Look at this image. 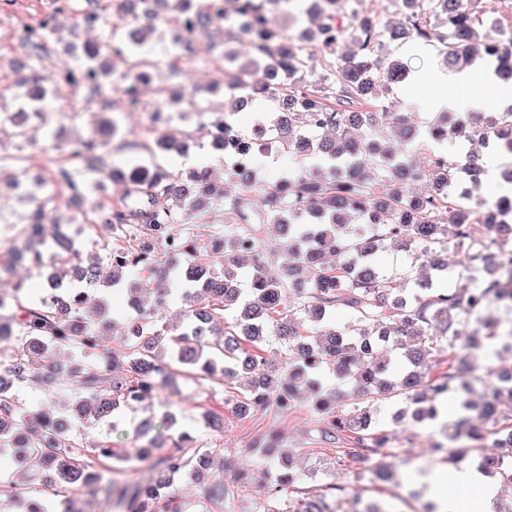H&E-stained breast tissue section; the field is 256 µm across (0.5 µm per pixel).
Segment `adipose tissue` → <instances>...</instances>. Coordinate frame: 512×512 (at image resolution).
<instances>
[{
  "instance_id": "1",
  "label": "adipose tissue",
  "mask_w": 512,
  "mask_h": 512,
  "mask_svg": "<svg viewBox=\"0 0 512 512\" xmlns=\"http://www.w3.org/2000/svg\"><path fill=\"white\" fill-rule=\"evenodd\" d=\"M413 90L423 102L425 114L454 111L463 107L482 109L497 99L512 103V90L484 86L475 74H456L438 68L419 71L413 76ZM436 499H444L449 486L467 489L469 495L461 512H490L496 487L473 467L448 468L428 479Z\"/></svg>"
}]
</instances>
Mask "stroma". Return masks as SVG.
Masks as SVG:
<instances>
[{
	"instance_id": "35a3bbf8",
	"label": "stroma",
	"mask_w": 512,
	"mask_h": 512,
	"mask_svg": "<svg viewBox=\"0 0 512 512\" xmlns=\"http://www.w3.org/2000/svg\"><path fill=\"white\" fill-rule=\"evenodd\" d=\"M56 0H11L9 6L0 8V85L10 83L14 75L8 69L9 59L22 55L23 49L14 37L18 20L33 21L38 15L52 12ZM69 89L57 84L52 94V107L47 114L49 127L60 129L62 137L84 132L87 114L83 110L69 109ZM110 109L116 112L122 128L132 140V147L113 153V162L121 167L148 161L146 143L159 136V129L153 128L147 112L130 111L120 93H113ZM319 159L299 160L288 153H270L258 156L256 168L264 182L275 183L299 169L321 167ZM220 193L218 201L209 209L198 213L189 221L188 229L199 238H206L212 230L235 223L236 216L228 209V203L235 198L237 186L217 181ZM376 263L380 270L393 278L397 287L412 288L416 285L419 263L412 248L387 247L378 253ZM180 426L195 430L201 443L213 448L230 464L224 473L226 494L223 500L208 498L201 486L183 484L179 494L184 502L183 512H258L264 498V488L271 471L262 468L255 443L269 434L277 435L287 448L294 466L304 471V489L321 491L328 481L327 471H335L339 487L336 494L337 512H416L432 499L425 479L431 473L444 469L439 457L428 454L433 440L440 437V422L415 424L408 420H396L397 405L380 406L376 419L389 435L392 455L390 461L396 477L386 484L371 480L367 464L352 462L345 471L335 470L334 465L341 457L340 444H329L320 438L326 417L315 410L309 395H301L288 410L269 405L253 412L249 417H238L233 411V402L223 381L212 380L200 384L183 378L177 379L175 388L162 394ZM212 410L222 413L223 427L213 431L203 425L202 414ZM412 447L423 449L418 462L407 464L402 460L401 449ZM252 474L250 483L239 484L234 480L237 472Z\"/></svg>"
}]
</instances>
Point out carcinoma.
<instances>
[{
	"label": "carcinoma",
	"instance_id": "carcinoma-1",
	"mask_svg": "<svg viewBox=\"0 0 512 512\" xmlns=\"http://www.w3.org/2000/svg\"><path fill=\"white\" fill-rule=\"evenodd\" d=\"M91 0H64L48 19L20 34L24 53L10 62L19 82L12 90L13 106H0V140L14 152L0 154V174L7 184L28 197L30 208L21 219L18 242L0 272L26 262L42 271L44 291L32 304L27 287L18 280L0 292V337L16 345L0 354V455L18 463L32 458L56 477L35 494L12 499L16 512H82L77 496L97 497L108 509L121 512H182L178 484L203 486L206 495L224 500V461L197 443L192 431L176 426L160 392L182 375L193 380L222 375L236 384L235 409L242 415L269 403L286 410L300 385L315 396L318 411L327 415L323 438L341 439L347 455L365 451L379 456L372 480L392 479L385 461L389 437L374 420L377 408L391 401L404 407L398 417L414 422L437 418V404L450 391L470 392L477 380L465 354L500 337L498 322L488 315L493 306L512 305V275L506 261L512 254V196L471 205L459 190L462 175L474 169L475 155L451 164L443 153L416 166L391 145L415 140L417 130L400 118L390 126L392 140L371 131L386 120L387 96L409 70L400 63L383 65L387 43L398 39L437 42L445 63L455 66L475 56L493 67L495 76L512 85V27L479 32L481 0H394L400 19L386 29L363 13L348 27L336 8L339 0H317L310 24L290 31L274 22L281 13L296 18L290 0H108L100 11ZM70 12L71 40L61 35L58 15ZM100 27L94 41L81 39L80 29ZM203 35L224 61V111H209L199 92H169L178 106L174 116L197 117L201 131L223 126L233 148L250 155L239 161L225 152L224 142L207 141L228 167L224 174L243 194L230 208L239 219L208 234L204 242L186 232L189 216L211 204L214 170L193 167L174 173L160 160L190 151L191 138L160 136L145 146L152 162L129 167L110 161L120 126L108 112V98L119 91L128 108L139 105L152 74L165 60L188 58L197 67L211 60L192 53V39ZM247 37L252 54L238 62L233 44ZM350 37L355 51L336 55V46ZM66 43L72 66L47 73L43 60L49 50ZM323 73L315 74V51ZM123 69L117 70V64ZM64 81L86 94L90 116L86 132L64 140L52 180L26 178L23 154L45 130V110L52 86ZM265 98L270 112L257 122L281 148L299 156L333 161L328 172L302 170L268 186L253 197L255 150L267 149L239 130L232 116L248 103ZM331 129L335 137L316 140L312 133ZM438 145L468 142L499 145L512 151V112H442L426 126ZM424 181L428 189L410 195L405 187ZM109 182L128 187L129 202L112 208L95 203L92 223L107 234L88 251L67 223L49 215L61 204L105 191ZM68 195L58 199L61 188ZM280 226L288 237L292 264L270 269L252 219ZM485 227L478 236L475 226ZM174 243L167 268L149 265L150 253ZM448 243L460 257L448 266L432 261L430 246ZM414 245L424 260L418 289L402 295L376 266L386 245ZM252 275L240 282L241 265ZM149 272L177 287L181 310L163 323L155 309L169 289L159 288L150 300L130 294L134 315L127 319L126 339L114 351L102 344L105 315L112 311V292L128 288V277ZM351 313L336 325L338 307ZM236 307L240 317L224 326V311ZM268 336L280 340V366L263 369L244 342L260 344ZM457 358L448 372L432 375L431 359L441 340ZM59 385L70 396L63 409L26 408L15 393L19 386ZM352 386L351 403L341 414L332 412L336 396ZM163 409L162 421L141 420L139 443L120 453L110 442L84 447L83 429L106 422L112 429L130 413ZM462 412L445 427V437L463 444L435 445L445 462L464 460L474 448L483 449L477 468L511 493L496 499L494 512H512V381L492 396L465 399ZM264 458L277 457L276 477L261 502V512H336V485L315 496L296 497L304 474L294 470L288 454L271 436L257 445ZM115 472L130 476L120 485Z\"/></svg>",
	"mask_w": 512,
	"mask_h": 512
}]
</instances>
